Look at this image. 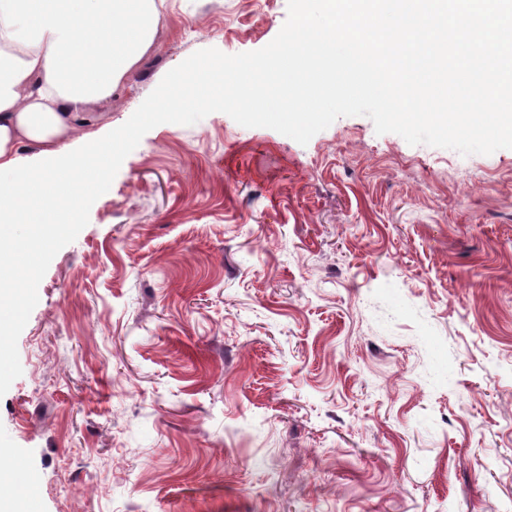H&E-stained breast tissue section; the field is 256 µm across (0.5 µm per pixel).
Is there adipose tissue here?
Masks as SVG:
<instances>
[{"label": "adipose tissue", "instance_id": "1", "mask_svg": "<svg viewBox=\"0 0 512 512\" xmlns=\"http://www.w3.org/2000/svg\"><path fill=\"white\" fill-rule=\"evenodd\" d=\"M158 24L156 0H0V165L82 138L85 106L111 101Z\"/></svg>", "mask_w": 512, "mask_h": 512}]
</instances>
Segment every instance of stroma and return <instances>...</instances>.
<instances>
[{
	"instance_id": "35a3bbf8",
	"label": "stroma",
	"mask_w": 512,
	"mask_h": 512,
	"mask_svg": "<svg viewBox=\"0 0 512 512\" xmlns=\"http://www.w3.org/2000/svg\"><path fill=\"white\" fill-rule=\"evenodd\" d=\"M159 12L113 126L287 0ZM38 295L0 397L36 512H512V149L164 123Z\"/></svg>"
}]
</instances>
